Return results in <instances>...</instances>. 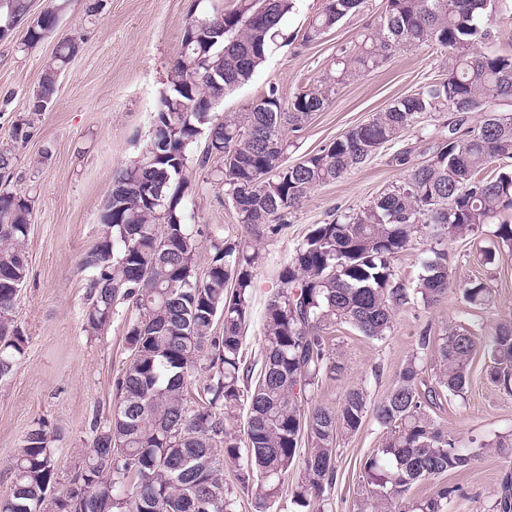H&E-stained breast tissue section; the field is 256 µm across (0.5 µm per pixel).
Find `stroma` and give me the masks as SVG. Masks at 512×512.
Wrapping results in <instances>:
<instances>
[{"label": "stroma", "instance_id": "stroma-1", "mask_svg": "<svg viewBox=\"0 0 512 512\" xmlns=\"http://www.w3.org/2000/svg\"><path fill=\"white\" fill-rule=\"evenodd\" d=\"M104 3L103 11L92 16L90 0H68L56 32L25 51L21 44L29 21L46 5V0H31L27 19L17 23L9 38L0 40V145H11L15 156L5 188L29 197L33 206L25 242L29 275L14 310L25 339L24 354L12 375L0 381V498L10 492L12 462L26 432L38 421L47 426L59 482L68 483L93 445L94 423L111 417L116 383L130 361L126 332L136 311L118 305L101 332H87L89 274L79 262L99 236V217L115 171L135 160L151 137L153 116L180 52L182 28L193 0ZM322 3L293 0L282 24L283 39L250 82L213 104V115L240 112L272 85L284 101L312 85L372 21L380 0H363L359 12L321 40L304 43L303 34ZM71 35L79 38L80 48L61 73L51 108L37 117L27 141L12 143V125L26 113L59 38ZM446 58L443 49L421 46L398 52L381 68L356 76L299 130L288 132L286 162H298L397 98L440 81ZM204 148L201 141L193 146L184 170L187 210L194 224L217 230L225 239H248L212 168H200L196 162ZM393 152V146H385L375 158L315 188L285 228L264 235L243 343L247 363L261 362L263 308L281 286V266L313 225L369 204L402 179L404 169L390 162ZM491 244L485 232L449 243L453 289L437 304L418 303L398 310L386 341H369L343 325L330 327L327 348L343 370L325 380L312 393V401L338 407L355 385L363 386L372 401H379L391 389L402 361L416 349L422 330L439 338L452 325L477 329L512 320V250L501 249L494 263H481L479 248ZM474 277L482 278L491 290L487 308L467 307L460 298V287ZM487 365V357L477 354L464 396L444 401L435 412L445 427L480 442L512 433V395L490 381ZM381 438V430L371 421L355 435L338 437L337 478L326 494L324 512H355L365 492L359 480L361 464ZM511 470V464L488 451L472 470L448 475L441 482L422 481L413 495L424 498L439 484L456 485L464 492L455 504L456 512H494L503 476Z\"/></svg>", "mask_w": 512, "mask_h": 512}]
</instances>
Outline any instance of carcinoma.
<instances>
[{
  "label": "carcinoma",
  "mask_w": 512,
  "mask_h": 512,
  "mask_svg": "<svg viewBox=\"0 0 512 512\" xmlns=\"http://www.w3.org/2000/svg\"><path fill=\"white\" fill-rule=\"evenodd\" d=\"M362 3L324 0L305 42L318 40ZM27 4L0 0V25L25 17ZM66 7L67 0H49L40 21L28 27L24 48L52 33ZM291 9L292 0H236L230 10L210 7L187 18L150 140L140 159L115 173L99 240L81 259L91 272L87 331H100L120 303L138 310L126 333L131 359L117 382L112 418L94 424L93 446L61 492L46 425L31 428L15 456L12 493L0 499V512H24L25 505L34 512H236L224 491L227 461L238 464L237 480L251 491L258 512L276 504L297 467L293 512H321L336 481L338 435L356 434L369 418L383 439L361 464L366 498L357 512H453L460 488L442 485L416 499L414 486L473 468L487 448L512 457V437L476 445L430 413L442 398L462 396L481 348L490 380L512 394L511 321L494 323L482 336L462 326L448 328L436 341L422 332L418 351L377 402L364 388L352 387L336 409L309 403V393L342 370L328 356L325 330L346 325L371 341L386 340L396 310L418 301L429 306L448 293V242L485 224L496 225L497 246L482 249L484 263H493L497 248L512 249V114L492 109L497 100L512 101V54L493 47L484 22L493 0H383L362 39L341 52L336 77L316 81L286 103L271 86L230 119L197 111L252 79ZM424 44L446 50L443 81L396 99L306 162L283 163L286 129L297 130L359 73ZM78 49L73 36L59 40L27 115L13 126L14 141L30 137L42 102L53 100L57 72ZM472 104L484 114L478 125L454 141L432 136L429 158L420 166L408 167L410 149L395 151L390 162L407 169L402 180L362 209L314 225L295 247L280 271L282 287L266 301L262 366L255 384H248L252 368L242 346L261 255L247 241H221L210 228L188 223L183 171L197 139H206L198 165L217 162L238 222L275 234L315 188L400 141L421 119L467 113ZM31 218V200L0 192V380L23 354L12 284L21 286L28 277L24 243ZM205 240L213 254L199 277L196 260ZM418 245L427 257L410 287L397 277L394 262ZM461 297L480 308L491 289L471 279ZM219 319L223 334L214 336ZM206 352L210 374L203 395L190 399L188 380ZM430 352L432 383L425 376ZM244 409L242 440L238 419ZM114 440L121 444L117 457L111 454ZM494 509L512 512L511 478Z\"/></svg>",
  "instance_id": "cac0c4a2"
}]
</instances>
